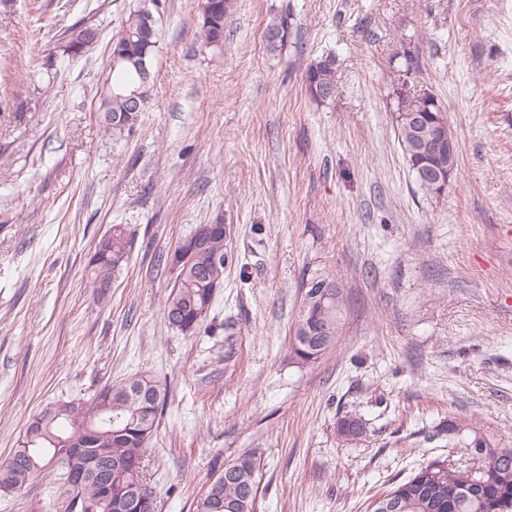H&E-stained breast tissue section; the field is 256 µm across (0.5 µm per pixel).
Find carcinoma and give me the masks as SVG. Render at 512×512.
Masks as SVG:
<instances>
[{
    "mask_svg": "<svg viewBox=\"0 0 512 512\" xmlns=\"http://www.w3.org/2000/svg\"><path fill=\"white\" fill-rule=\"evenodd\" d=\"M232 0H200L199 26L206 45H224V21L231 12ZM288 17L271 21L264 33L269 49L275 51L288 40ZM97 28L80 25L70 29L64 52L84 53L96 41ZM158 47V27L153 12L146 6L131 10L120 30L112 37L109 73L97 107L98 118L106 132L120 137L132 129L127 122L132 95L138 94L146 107L153 89L152 60ZM402 59L398 86L393 88L397 140L420 188L428 195L442 193L423 177L426 167L419 129H429L445 109L428 92H415L413 109L422 114V124L415 126L402 112L399 86L413 80L420 72V55L398 54ZM308 95L320 104L336 96V56L327 53L310 62L304 73ZM205 253L188 266H180L164 307L169 327L185 336L203 328L215 298V288L224 283V232L203 237ZM133 238L123 225L101 238L90 261L91 287L101 290L127 262ZM220 260L214 262L211 256ZM345 294L337 287L327 295L310 301L309 314L319 333L303 335L304 322L297 319L290 338V356L298 364L318 361L336 344L341 330V312ZM166 404V394L153 377L136 374L107 385L89 400L64 401L44 408L29 423L24 439L12 454V461L0 462V490L19 492L42 468L54 465L57 446L72 440L84 447V453L96 461L97 468L85 484L84 512H112V503L130 498L128 512H149L156 500L146 504L132 498L133 487L148 485L146 457ZM463 447L472 449L482 471L472 480L461 478L462 471L450 470L444 463L431 461L417 467L406 479L396 483L372 503V512L388 507L389 498L402 502L399 512H512V463L491 465L500 449L483 436H469ZM123 458L130 465L112 467V459ZM258 492V467L255 455L245 453L225 468L196 502V512H255Z\"/></svg>",
    "mask_w": 512,
    "mask_h": 512,
    "instance_id": "1",
    "label": "carcinoma"
}]
</instances>
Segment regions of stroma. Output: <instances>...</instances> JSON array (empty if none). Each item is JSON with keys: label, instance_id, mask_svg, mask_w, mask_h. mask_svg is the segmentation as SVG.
I'll use <instances>...</instances> for the list:
<instances>
[{"label": "stroma", "instance_id": "stroma-1", "mask_svg": "<svg viewBox=\"0 0 512 512\" xmlns=\"http://www.w3.org/2000/svg\"><path fill=\"white\" fill-rule=\"evenodd\" d=\"M140 0H0V460L48 405L149 372L167 390L150 450L157 512H194L244 452L256 512H371L419 464L457 459L443 429L512 448V0H236L206 47L198 0H158L151 99L114 138L96 106ZM289 15L287 43L264 30ZM97 28L90 51L65 33ZM460 142L446 193L417 185L395 134L401 38ZM336 56L335 98L304 72ZM134 238L104 295L88 263ZM224 227V286L185 337L162 312L168 252ZM336 276V346L289 355L301 285ZM367 433L337 434L346 414ZM53 469L0 512H59ZM93 35L98 36V31L97 28L91 25H80L70 29L64 49L65 53L71 55L85 53L97 42Z\"/></svg>", "mask_w": 512, "mask_h": 512}]
</instances>
